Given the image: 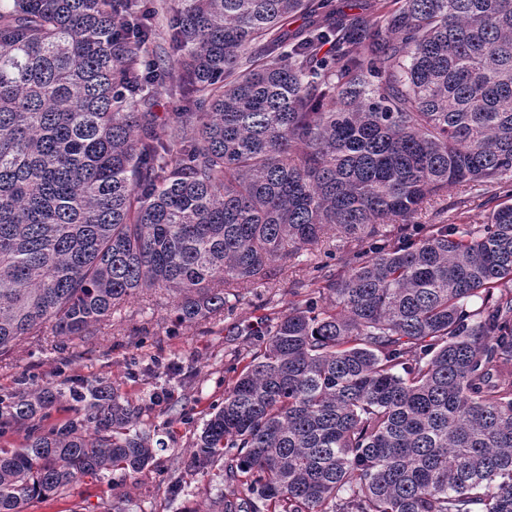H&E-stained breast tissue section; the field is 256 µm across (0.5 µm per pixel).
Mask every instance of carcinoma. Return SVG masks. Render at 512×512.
<instances>
[{"mask_svg":"<svg viewBox=\"0 0 512 512\" xmlns=\"http://www.w3.org/2000/svg\"><path fill=\"white\" fill-rule=\"evenodd\" d=\"M327 2L176 0L165 85L137 0H0V356L149 290L181 324L220 317L332 229L355 247L267 320L187 469L246 487L224 512H512V0L335 23ZM163 93L179 111H154ZM456 186L504 201L417 223ZM70 396L84 414L0 450V512L153 464L141 407ZM64 397L20 390L0 425ZM481 200L471 199V201H468L466 204V207H463V204L460 208L452 209L448 211V222H451L453 219L456 218L458 215L461 216V219L465 220L466 222H471V224H474V222H481L485 213L488 212L490 208H493L497 202H493L489 204L487 207L480 206ZM460 212H465L462 215H459Z\"/></svg>","mask_w":512,"mask_h":512,"instance_id":"obj_1","label":"carcinoma"}]
</instances>
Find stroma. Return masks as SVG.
Masks as SVG:
<instances>
[{
    "label": "stroma",
    "instance_id": "stroma-1",
    "mask_svg": "<svg viewBox=\"0 0 512 512\" xmlns=\"http://www.w3.org/2000/svg\"><path fill=\"white\" fill-rule=\"evenodd\" d=\"M345 240L326 236L312 251L272 262L270 278L241 291L233 311L199 324L177 323L167 292L152 290L131 299L110 322L87 336L64 341L52 335L22 342L0 357V396L20 383L79 387L86 380L111 383L143 409L142 431L162 440L153 464L137 480L102 472L65 493L32 500L26 512H214L227 483L221 468L202 475L183 462L211 407L221 403L234 377L233 365L259 343L267 319L302 299L318 265L334 264L348 250ZM181 487L169 494L171 478Z\"/></svg>",
    "mask_w": 512,
    "mask_h": 512
}]
</instances>
